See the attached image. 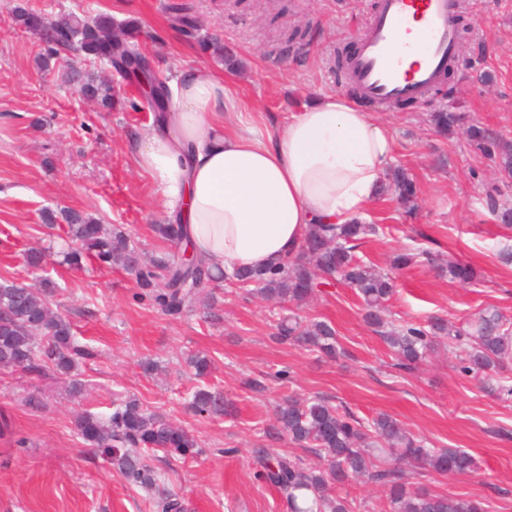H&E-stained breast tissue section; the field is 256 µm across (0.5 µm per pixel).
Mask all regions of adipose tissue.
Segmentation results:
<instances>
[{"instance_id":"ef3b65f1","label":"adipose tissue","mask_w":512,"mask_h":512,"mask_svg":"<svg viewBox=\"0 0 512 512\" xmlns=\"http://www.w3.org/2000/svg\"><path fill=\"white\" fill-rule=\"evenodd\" d=\"M170 87L172 110L134 160L213 271L282 266L309 225L363 216L389 174L391 128L348 95L322 94L278 128L211 71Z\"/></svg>"}]
</instances>
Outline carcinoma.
Returning a JSON list of instances; mask_svg holds the SVG:
<instances>
[{
  "label": "carcinoma",
  "mask_w": 512,
  "mask_h": 512,
  "mask_svg": "<svg viewBox=\"0 0 512 512\" xmlns=\"http://www.w3.org/2000/svg\"><path fill=\"white\" fill-rule=\"evenodd\" d=\"M15 19L41 38L49 56L55 54L54 45L60 40L74 36L76 52L94 59L105 58L116 74L140 86L153 90L159 87L155 70L139 49L140 30L133 22L119 27L104 14L90 17L70 13L49 19L40 10L22 7L15 11ZM388 186L394 188L407 211H412L413 183L403 168L393 169ZM63 219L70 237L82 246V250L66 254L68 265L80 267L83 253L87 252L102 263L132 270L141 288L170 315L180 314L197 289L219 278L197 255L190 259L182 256L188 248L182 224L157 225L158 234L175 251L141 266L120 228L107 229L74 211L64 213ZM375 233V225L357 220L350 224H312L300 254L284 266L239 269L222 278L231 288L254 285L260 296L296 306L305 304L321 286L333 280L343 282L357 291L365 321L382 328L384 320L379 311L392 293V279L354 254L358 242ZM447 273L460 282L474 280L472 267L465 263L448 265ZM441 335L448 336V347L461 350L460 372L474 379L484 378L504 359L512 357V323L495 309L479 312L462 326L435 318L426 325L406 321L381 332L407 369L425 357L433 338ZM276 339L328 357L339 354L336 330L325 321L305 323L285 316L279 322ZM89 356L90 352L75 342L69 321L50 306L47 290L14 282L0 284V369L38 374L52 369L69 377L70 392L80 394L84 385L78 379V360ZM191 405L199 414L224 412L221 394L205 387L193 392ZM275 415L279 431L292 442L327 457V466L320 468L300 457H270L259 452L263 479L286 495L290 512H352L346 498L331 494L332 484H343L351 478L384 486L388 491V512H487L481 500L410 489L404 481L402 462L414 461L442 475H461L475 470V460L457 448L427 447L390 415L364 420L321 398L299 401L293 397L285 399ZM76 427L81 437L128 483L157 492L161 512H186L184 501L176 493L160 488L154 468L128 449L149 448L186 458L199 448L198 440L188 429L170 423L159 413L145 412L135 399L119 404L106 418L82 415L76 419Z\"/></svg>",
  "instance_id": "1"
}]
</instances>
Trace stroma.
Instances as JSON below:
<instances>
[{
	"instance_id": "35a3bbf8",
	"label": "stroma",
	"mask_w": 512,
	"mask_h": 512,
	"mask_svg": "<svg viewBox=\"0 0 512 512\" xmlns=\"http://www.w3.org/2000/svg\"><path fill=\"white\" fill-rule=\"evenodd\" d=\"M171 0H0V282L51 285L50 300L71 324L81 360L84 395L68 392L65 376L0 370V512H157L154 494L130 485L76 429L81 413L109 415L128 399L194 433L199 452L167 458L141 451L178 494L188 512H290L285 496L260 476L257 449L313 461L308 449L276 434L275 409L288 396H320L358 417L385 413L438 448H460L477 463L466 475H441L409 465L411 488L461 499L481 498L488 512H512V397L499 375L484 381L459 371L457 351L440 339L411 370L364 320L354 289L336 284L297 310L306 321L336 330L343 356L332 359L276 340L280 304L217 282L201 289L181 314L164 312L143 297L134 272L107 268L86 257L66 264L63 224L47 214L75 210L118 225L142 262L168 245L155 232L165 217L159 194L136 170L133 145L150 123L145 100L98 61L67 53L42 64L44 45L15 20V5L48 16L91 11L116 23H139L144 54L158 74L207 69L233 82L269 121L285 124L316 95L340 91L334 60L352 54L377 0H182L195 17L199 38H213L232 54L204 51L184 37L168 12ZM457 23L469 66L443 78L447 96L407 103L362 101L387 122L396 141L394 164L415 182L416 208L405 213L396 196L380 197L364 215L376 235L356 249L360 261L389 271L395 254L415 253L400 271L386 304L389 322L463 323L494 307L512 319V225L497 209H512V178L472 144L470 126L512 144V0H462ZM112 85V105L89 100L88 78ZM444 110L457 115L452 133L429 120ZM46 253L42 268L25 254ZM455 259L475 280L463 284L442 273ZM204 354L211 369L197 379L187 360ZM221 391L229 412L198 414L189 392L198 385ZM45 405L32 408L31 392ZM25 446H17V439Z\"/></svg>"
}]
</instances>
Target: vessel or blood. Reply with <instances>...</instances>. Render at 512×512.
<instances>
[{
  "mask_svg": "<svg viewBox=\"0 0 512 512\" xmlns=\"http://www.w3.org/2000/svg\"><path fill=\"white\" fill-rule=\"evenodd\" d=\"M457 0H380L349 67L369 101L419 100L445 72L457 42Z\"/></svg>",
  "mask_w": 512,
  "mask_h": 512,
  "instance_id": "vessel-or-blood-1",
  "label": "vessel or blood"
}]
</instances>
